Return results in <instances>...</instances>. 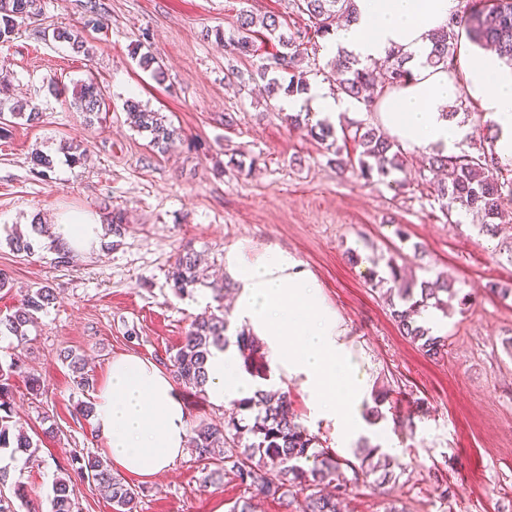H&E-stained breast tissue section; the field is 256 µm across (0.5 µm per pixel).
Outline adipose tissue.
Returning a JSON list of instances; mask_svg holds the SVG:
<instances>
[{
  "label": "adipose tissue",
  "mask_w": 512,
  "mask_h": 512,
  "mask_svg": "<svg viewBox=\"0 0 512 512\" xmlns=\"http://www.w3.org/2000/svg\"><path fill=\"white\" fill-rule=\"evenodd\" d=\"M357 14L327 44L362 62L390 50L409 54L413 78L384 97L380 123L402 148L458 151L467 130L448 119L449 102L465 94L482 101L498 127L495 152L512 162V67L492 52L468 53L456 71L426 67L430 35L445 27L459 0H356ZM105 226L86 213L61 217L53 236L73 253L99 250ZM224 277L234 286L232 320L266 347L268 372L299 382L317 419L331 428L337 447L367 436L369 377L348 346L340 315L327 303L317 277L276 245L255 249L242 239L224 249ZM208 388L215 403L252 397L258 385L234 349L213 350ZM95 431L112 463L151 480L185 452L188 414L171 377L135 354L113 358L95 395Z\"/></svg>",
  "instance_id": "adipose-tissue-1"
}]
</instances>
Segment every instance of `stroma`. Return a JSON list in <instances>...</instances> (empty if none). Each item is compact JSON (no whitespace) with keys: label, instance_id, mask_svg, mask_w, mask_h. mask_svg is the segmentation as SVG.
<instances>
[{"label":"stroma","instance_id":"35a3bbf8","mask_svg":"<svg viewBox=\"0 0 512 512\" xmlns=\"http://www.w3.org/2000/svg\"><path fill=\"white\" fill-rule=\"evenodd\" d=\"M244 11L279 15L287 26L305 22L291 0H43L42 15L0 43V76L11 98L41 112L37 122L19 119L0 131V271L11 282L0 290V316L27 289L54 292L25 342L0 336V365L15 361L22 369L13 382L14 420L31 436L47 421L56 430L42 438L41 466L0 450L9 481L30 492L29 502H15L16 512H52L53 483L72 453L103 452L92 422L73 413L91 393L77 388L61 351L83 357L98 384L112 358L125 353L170 370L195 316L228 306L215 291L224 285V248L241 239L276 243L315 274L373 391L388 394L369 443L401 468L386 484L370 479L353 488L343 512H385L391 502L405 512H512V296L488 290L512 284V222L493 238L475 224L448 222L421 183L420 152H407L400 190L340 173L325 144L291 131L263 81L250 79L274 44L257 38L254 55L233 59L212 37L215 29L234 34ZM57 27L82 29L89 54L55 41ZM147 51L163 82L140 68ZM87 78L104 91L105 122L86 124L73 105L74 86ZM131 98L165 113L180 128L181 143L163 155L152 152L127 119ZM66 142L86 148L84 165L69 164L61 151ZM36 151L54 160L46 176L30 171ZM233 157L252 168L228 170ZM70 212L105 224L122 214L127 232L118 246L56 265L51 237L34 233L31 223ZM397 224L408 241L394 236ZM17 229L33 234L31 255L12 251L8 237ZM185 249L200 255L205 280L181 296L168 272ZM391 259L407 277L444 272L470 294L468 306L450 302L436 317L435 333L448 338L444 357L428 358L402 337L385 287L372 286L371 272ZM29 373L43 378V393L28 388ZM280 389L320 447L336 448L298 382L282 380ZM177 392L193 426L223 424L234 410L189 387ZM204 476L188 452L162 477L128 482L138 512H230L244 498L257 512H300L298 503L262 498L233 476L216 485Z\"/></svg>","mask_w":512,"mask_h":512}]
</instances>
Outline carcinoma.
Masks as SVG:
<instances>
[{"label": "carcinoma", "instance_id": "cac0c4a2", "mask_svg": "<svg viewBox=\"0 0 512 512\" xmlns=\"http://www.w3.org/2000/svg\"><path fill=\"white\" fill-rule=\"evenodd\" d=\"M299 12L308 16L309 24L303 29L282 32L283 24L274 15L260 19L244 13L238 20L236 34L224 39L216 37L233 56H248L255 52L253 28L261 26L266 38L277 42L276 51L261 64L256 76L267 82L272 97H293L309 91V70L302 66L307 45L315 39L331 35L335 21L354 19L356 0H293ZM42 14L40 0H0V43L11 39L18 21L35 19ZM479 47H491L505 62H512V0H471L468 9L448 20L446 28L432 40L425 65L452 68L455 66L458 44L462 37ZM53 37L68 43L76 53L87 51L86 41L78 29H64ZM410 56L401 50L389 54L390 66L382 82H377L375 69L362 64L359 59L340 49L336 55V94L362 105L366 111L376 109V101L386 92L402 86L412 79V69L407 67ZM75 105L87 123H101L107 114L104 94L93 81H84L75 91ZM130 123L150 136V144L159 154L168 152L179 140V132L164 115L141 109L138 102L126 101ZM36 106L22 101H11L7 87L0 81V123L11 119L37 118ZM483 122V140L473 151L445 155L433 151L425 157L420 176L429 185L442 210L451 215L455 209L472 211L481 215L480 231L495 236L504 202L512 200V170L504 168L495 157L497 126L478 114ZM289 127L304 130L311 137L325 143L352 140L361 148L355 173L366 182L398 185L392 179L405 166V156L400 144L392 137L371 126L356 125L335 129L328 119L310 122V113L288 115ZM201 278L196 255L185 250L177 254L170 271L172 288L184 294L199 283ZM458 291L447 280L436 277L421 281H408L397 289L398 302L391 303L392 317L403 336L423 352L438 359L446 353L448 337L436 335L432 327L419 322L420 311L428 308L447 312L448 301ZM54 299L52 288L42 286L28 292L21 306L5 316H0V335L13 336L21 342L26 339L27 327L34 315ZM236 345L243 367L252 376L266 377V364L260 353L261 346L245 331L231 330L227 316L203 312L191 322L190 329L171 357L172 373L176 381L202 388L207 385V361L211 350ZM63 362L86 388L92 384L84 374L81 359L70 352L63 354ZM19 366L12 364L0 368V448H11L26 455L31 465H40L38 445L22 430L16 429L12 420V380ZM260 406L261 412L253 423L236 422L225 426L200 424L190 435L189 446L197 461L206 470L205 482L218 484L224 476L231 475L241 484L255 488L257 494L284 503L303 495L302 512H340L341 502L350 487L358 485L368 476L367 462L379 451L363 442L358 445L354 459H341L327 448L316 447L317 438L297 421L291 411L287 396L279 391L257 389L254 397L238 402L242 410ZM312 466H307V463ZM71 472L55 481L52 487V512H74L72 486L77 480H91L107 491L114 512H137L134 489L112 468L103 457L95 454L71 457ZM28 495L27 487L16 482L12 497L0 494V512H14L12 498L22 500Z\"/></svg>", "mask_w": 512, "mask_h": 512}]
</instances>
